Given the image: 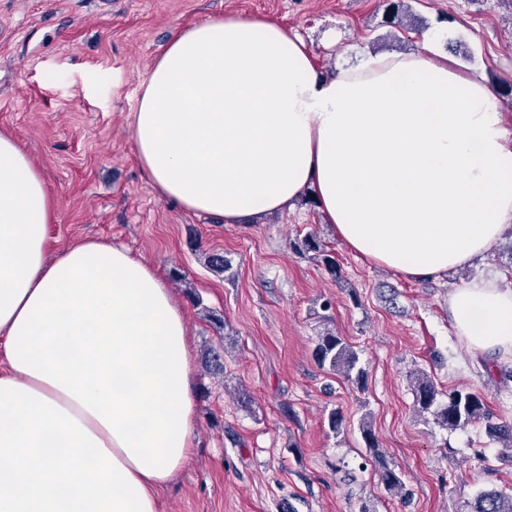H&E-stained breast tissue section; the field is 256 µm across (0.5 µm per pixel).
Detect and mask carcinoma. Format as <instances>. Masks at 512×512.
Listing matches in <instances>:
<instances>
[{
  "label": "carcinoma",
  "instance_id": "1",
  "mask_svg": "<svg viewBox=\"0 0 512 512\" xmlns=\"http://www.w3.org/2000/svg\"><path fill=\"white\" fill-rule=\"evenodd\" d=\"M294 248L297 253L309 255L322 263L333 277L341 278V268L334 253L315 234H305L294 243ZM314 356L319 366L327 372L358 385L363 382L365 369L360 366L357 351L335 329L324 326L317 336ZM409 378L418 412L432 416L437 425L449 430L464 428L482 420L486 422L487 433L493 440L501 443L506 448L508 456L512 457V424L491 422L492 415L480 393L469 390H453L444 393L421 369L411 372ZM359 431L365 447L373 455V463L384 490L389 494L401 492L402 475L379 451L370 414H365L361 419ZM470 512H512V496L493 489L481 491L471 503Z\"/></svg>",
  "mask_w": 512,
  "mask_h": 512
}]
</instances>
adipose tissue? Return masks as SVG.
Instances as JSON below:
<instances>
[{
  "label": "adipose tissue",
  "instance_id": "obj_1",
  "mask_svg": "<svg viewBox=\"0 0 512 512\" xmlns=\"http://www.w3.org/2000/svg\"><path fill=\"white\" fill-rule=\"evenodd\" d=\"M438 38L324 76L271 19L184 28L140 86L136 157L192 214L244 224L309 192L353 252L442 277L512 225V132ZM53 219L41 171L0 132V512H160L196 445L186 311L123 246L51 251ZM448 310L471 348L512 355L497 278L453 289Z\"/></svg>",
  "mask_w": 512,
  "mask_h": 512
}]
</instances>
